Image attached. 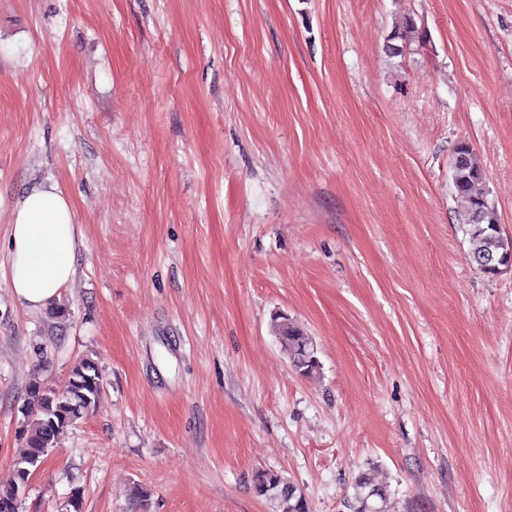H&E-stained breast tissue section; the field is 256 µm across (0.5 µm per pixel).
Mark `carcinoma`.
I'll list each match as a JSON object with an SVG mask.
<instances>
[{"label":"carcinoma","instance_id":"obj_1","mask_svg":"<svg viewBox=\"0 0 512 512\" xmlns=\"http://www.w3.org/2000/svg\"><path fill=\"white\" fill-rule=\"evenodd\" d=\"M451 169L454 201L468 237L472 261L490 275L506 272L512 268V238L501 232L494 204L476 190L485 179V172L469 144L457 145ZM271 330L295 371L308 377L318 371L317 348L311 337L284 316L272 320ZM102 388L99 368L88 358L74 364L61 394L38 377L30 382L24 410L27 421L18 430L25 452L15 462L13 482L0 490V512H19L31 468L48 458L65 430L95 410ZM253 487L258 496L272 504L273 512H308L302 491L277 472H257ZM387 504L384 487L367 475L358 477L356 494L349 505L351 512H389Z\"/></svg>","mask_w":512,"mask_h":512}]
</instances>
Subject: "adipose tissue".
I'll list each match as a JSON object with an SVG mask.
<instances>
[{
	"label": "adipose tissue",
	"mask_w": 512,
	"mask_h": 512,
	"mask_svg": "<svg viewBox=\"0 0 512 512\" xmlns=\"http://www.w3.org/2000/svg\"><path fill=\"white\" fill-rule=\"evenodd\" d=\"M79 231L68 197L57 184H31L10 224L9 285L16 299L37 311L53 304L77 272Z\"/></svg>",
	"instance_id": "1"
}]
</instances>
